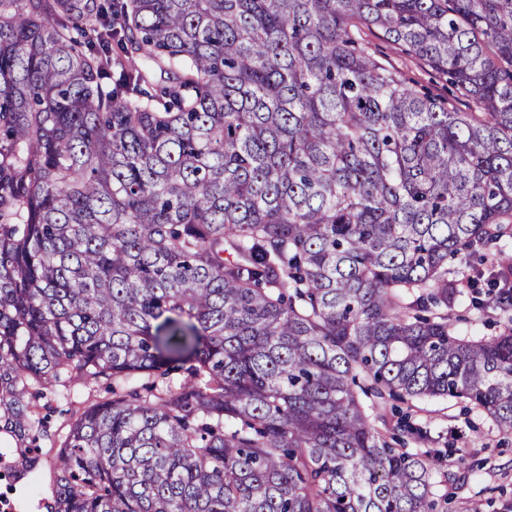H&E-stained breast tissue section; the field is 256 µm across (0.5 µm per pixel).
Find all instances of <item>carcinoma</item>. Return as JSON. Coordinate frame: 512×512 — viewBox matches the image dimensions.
I'll list each match as a JSON object with an SVG mask.
<instances>
[{"label":"carcinoma","mask_w":512,"mask_h":512,"mask_svg":"<svg viewBox=\"0 0 512 512\" xmlns=\"http://www.w3.org/2000/svg\"><path fill=\"white\" fill-rule=\"evenodd\" d=\"M511 231L512 0H0V478L52 438L34 387L105 379L46 512H448L380 408L512 433V318L445 313L448 259ZM368 39L369 47L378 58L388 61L406 81L416 85L417 89L437 97L451 111H474L475 103L471 98L449 86L446 77H439L414 55L388 43L378 34L369 33Z\"/></svg>","instance_id":"cac0c4a2"}]
</instances>
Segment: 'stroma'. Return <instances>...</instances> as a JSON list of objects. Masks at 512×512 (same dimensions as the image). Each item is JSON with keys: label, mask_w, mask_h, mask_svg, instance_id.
Segmentation results:
<instances>
[{"label": "stroma", "mask_w": 512, "mask_h": 512, "mask_svg": "<svg viewBox=\"0 0 512 512\" xmlns=\"http://www.w3.org/2000/svg\"><path fill=\"white\" fill-rule=\"evenodd\" d=\"M370 48L378 58L388 61L403 78L417 89L440 99L449 110L471 112L474 101L449 86L447 78L438 76L411 53L388 43L381 36L369 37ZM501 244L492 241L481 246L473 256L449 261V271L460 282L455 298L448 305V317L464 334L491 338L503 331L505 319L499 308L476 309V287L490 281V263L498 259ZM108 384L86 385L71 380L46 389L37 400V415L47 416L57 439H64L68 420L87 402L110 398ZM409 414L416 423L431 431L434 445L444 452L443 468L459 476L448 501V512H469L471 500L482 503V512H505L504 503H512V435L505 434L497 423L474 406L454 399L417 402Z\"/></svg>", "instance_id": "obj_1"}]
</instances>
